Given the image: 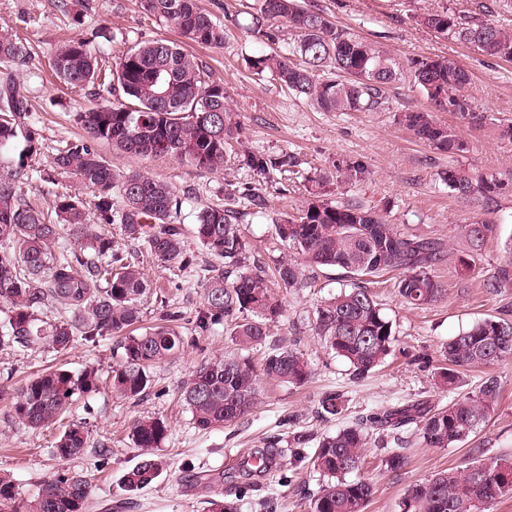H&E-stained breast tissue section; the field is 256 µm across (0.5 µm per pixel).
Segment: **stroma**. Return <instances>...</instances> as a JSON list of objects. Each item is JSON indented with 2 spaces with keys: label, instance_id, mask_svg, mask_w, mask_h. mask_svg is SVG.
Segmentation results:
<instances>
[{
  "label": "stroma",
  "instance_id": "stroma-1",
  "mask_svg": "<svg viewBox=\"0 0 512 512\" xmlns=\"http://www.w3.org/2000/svg\"><path fill=\"white\" fill-rule=\"evenodd\" d=\"M319 2L336 25L377 44L401 64L444 56L471 71L473 83L466 94L486 120L479 125L459 124L465 151H437L400 123L402 110L428 105L410 83L391 85L384 106L375 112H322L271 77L255 75L245 60L265 45L243 27L249 21L248 8L257 7V0H199L202 9L224 21L230 34L223 48L197 46L193 53L229 94L242 124L240 149L289 156L294 172L279 169L259 174L231 162L219 174L173 158L124 154L106 143L99 150L116 173L143 170L185 195L181 221L188 228L202 206L225 204L228 184L257 187L266 208L244 209L239 225L256 245L260 262L266 264L279 254L272 216L296 211L309 196L312 178L324 176L325 199L359 201L407 234L440 242L443 257L435 272L444 292L436 302L413 308L402 301L392 276L372 284L378 304L392 323L395 342L386 362L359 378L315 332L320 301L350 286L345 272L320 268L311 287H274L283 316L249 355L258 362L273 349H294L307 359L310 379L298 387L264 382L257 408L238 426L201 431L182 405L180 391L204 360L239 353L240 347L225 335L223 327L202 334L196 331L194 319L202 307L201 279L196 273L172 278L154 256L127 242L119 225L109 226L115 247L128 252L150 281L175 280L171 294L185 312V350L156 366L147 394L125 399L109 386L112 368L121 360L116 336L93 343L76 341L64 354L0 349V387H18L47 365L75 374L89 366L99 369L103 378L99 392L79 400L74 412L75 420L85 423L90 432L92 450L71 463L72 469L87 473L92 480L96 500L92 512H110L123 502L129 505L127 512H204L206 499L232 485L238 488V512H306L303 496L318 489L319 475L311 464L313 445L292 447L293 435L332 434L369 412L412 402L442 405L453 394L473 392L489 374L500 382V401L489 420L457 445L426 447L412 426L397 432H372L361 474L373 481L375 493L365 512H401L407 489L438 471L461 469L488 457L512 460V359L466 372L454 393L438 382L442 351L450 339L477 321L512 311V288L493 293L483 285L498 265L512 257L507 250L512 242V139L499 135L501 126L512 125V60L487 56L416 22L427 11L467 14L483 5L490 9L489 19L512 29V11L500 0ZM100 24L115 35L113 41L100 42L97 48L110 65L136 43L165 34L161 25L141 14L138 0H0V27L12 28L29 52L25 63H0V76L12 73L21 84L30 103L29 119L45 137L41 155L31 161L32 200L45 204L52 198L56 187L42 173L58 141L82 136L76 114L89 105L93 95L92 88L69 89L57 82L50 67L52 49ZM357 165L362 168L358 174L353 171ZM452 168L500 182L494 209L457 197L445 181ZM482 221L495 230L482 242H473L467 227ZM471 256L477 266L469 271L462 262ZM329 391L343 394L346 406L342 415L330 419L321 417L319 407L320 398ZM147 416L169 426V436L157 450L164 466L150 485L130 491L123 485V476L141 460L130 426ZM273 436L278 437L284 453L272 473L262 478L244 475V458ZM55 437L54 429L33 430L15 422L0 401V469L11 472L22 496H29L56 471ZM401 443L406 446V463L399 470H389L385 459Z\"/></svg>",
  "mask_w": 512,
  "mask_h": 512
}]
</instances>
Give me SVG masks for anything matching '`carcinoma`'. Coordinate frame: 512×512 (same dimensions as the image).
Listing matches in <instances>:
<instances>
[{"label": "carcinoma", "instance_id": "carcinoma-1", "mask_svg": "<svg viewBox=\"0 0 512 512\" xmlns=\"http://www.w3.org/2000/svg\"><path fill=\"white\" fill-rule=\"evenodd\" d=\"M141 12L175 35L147 40L131 48L114 68L105 69L95 44L113 38L106 25L54 49L51 67L58 82L72 88L93 87L110 98L93 102L78 114L85 135L64 141L51 156L47 180L75 182L86 194L55 192L51 212L27 199L32 157L40 154L44 137L27 122L29 100L21 85L7 73L0 78V347L65 351L77 339L94 341L120 336L122 359L112 367V391L129 399L141 397L152 385L154 365L184 351L182 311L166 310L161 323L139 328L143 297L151 284L142 269L112 238L97 230L120 225L123 236L143 243L158 261L178 276L201 267L199 254L186 244L181 224L184 200L166 181L132 170L118 175L99 152L98 144L134 156L173 157L200 169L219 173L240 131L224 83L209 80L187 45L224 48V23L198 5V0H139ZM418 23L489 57L512 59V30L478 15L446 9L426 12ZM288 28L296 33L294 47L259 53L248 59L258 74L270 73L289 92L310 101L322 112H371L385 103L386 89L401 79L420 88L431 104L428 110L407 109L400 122L430 147L451 154L466 150L456 125L437 122L432 113L451 112L463 118L474 111L464 95L471 73L446 57H425L403 66L389 53L348 29L333 23L313 0H262L250 13L248 31L271 44ZM27 48L9 29H0V61L22 63ZM466 102L467 109L459 108ZM238 162L265 174L288 164L285 159L242 152ZM448 188L463 198H478L489 209L496 203L499 183L450 170ZM228 198L263 209L265 199L253 186H236ZM238 211L203 206L192 236L208 254L221 260L202 267L203 308L196 326L201 332L224 325L242 347L261 344L282 310L272 298L252 247L242 235ZM275 239L287 254L274 266L275 278L287 288H307L305 271L335 267L353 278L352 287L317 307L315 329L325 345L347 360L359 375L369 373L390 354L392 323L382 313L368 284L396 274L394 287L405 303L437 301L443 285L433 274L442 254L441 243L409 235L377 212L353 202L336 203L319 192L293 214L272 219ZM73 240L72 250L52 254L60 231ZM491 292L512 286V259L488 277ZM64 314L42 318L50 303ZM447 367L441 384L453 389L461 370L512 358V318L490 317L460 333L444 348ZM311 369L303 355L280 348L256 370L247 357H220L201 364L184 386L181 399L200 430L230 428L255 407L261 379L300 385ZM99 388L98 371L75 375L51 367L35 373L21 386L0 389L9 400L12 419L31 428L54 425L72 413L74 396ZM498 380L488 376L478 390L444 406L414 403L371 414L353 426L319 438L312 463L322 476L314 493L305 496L307 512H364L373 495L366 479H347L357 471L369 428L394 430L414 425L431 448L463 442L484 424L498 402ZM323 416L345 410L341 395L330 392L319 401ZM168 424L156 417L135 420L131 439L142 461L128 471L124 484L133 491L152 483L160 463L154 451L168 436ZM89 431L82 424L66 426L55 442L62 467L38 485L27 498L8 472H0V512H90L93 484L88 475L67 467L86 455ZM503 458L480 460L462 471L444 470L407 491L404 512H487L496 500L512 497V482L499 478ZM207 512H237L235 501L217 493L206 501Z\"/></svg>", "mask_w": 512, "mask_h": 512}]
</instances>
